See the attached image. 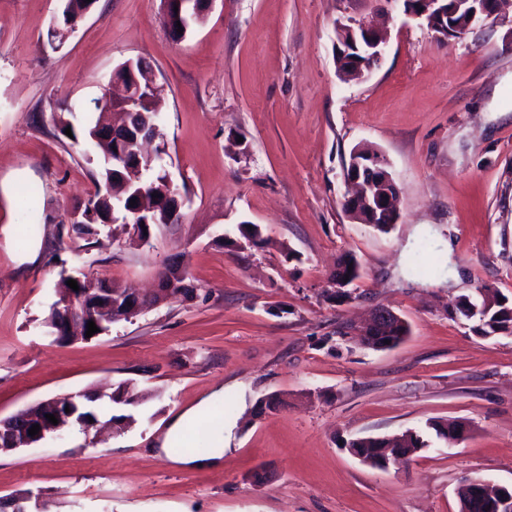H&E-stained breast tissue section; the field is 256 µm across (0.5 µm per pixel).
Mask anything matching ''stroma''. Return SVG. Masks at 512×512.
<instances>
[{"label": "stroma", "instance_id": "35a3bbf8", "mask_svg": "<svg viewBox=\"0 0 512 512\" xmlns=\"http://www.w3.org/2000/svg\"><path fill=\"white\" fill-rule=\"evenodd\" d=\"M59 0H0V418L78 391L134 385V406L88 403L114 430L70 425L0 453V496L51 512H459L462 479L512 486V335L456 313L488 286L512 300V0L498 19L438 41L404 0H213L181 40L161 0H97L62 45ZM376 20L381 63L342 80L336 25ZM144 59L160 89L156 143L181 219L139 245L122 224L58 236L96 185L82 129L112 73ZM376 149L400 189L389 232L352 222L351 151ZM263 244L233 247L242 223ZM361 276L331 302L344 255ZM167 265L176 296L109 332L60 345L46 320L61 276L147 293ZM386 307L410 333L373 350L341 330ZM207 405L226 446L212 466L162 444ZM434 420H463L449 443ZM412 431L427 448L380 470L348 442Z\"/></svg>", "mask_w": 512, "mask_h": 512}]
</instances>
